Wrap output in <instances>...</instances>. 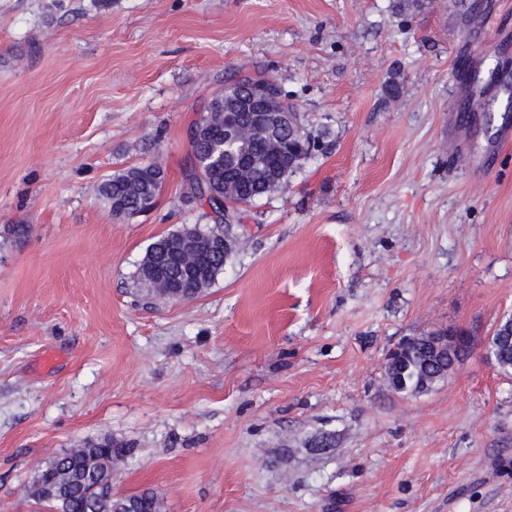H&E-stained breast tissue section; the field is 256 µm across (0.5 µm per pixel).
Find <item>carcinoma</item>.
<instances>
[{
  "label": "carcinoma",
  "instance_id": "obj_1",
  "mask_svg": "<svg viewBox=\"0 0 512 512\" xmlns=\"http://www.w3.org/2000/svg\"><path fill=\"white\" fill-rule=\"evenodd\" d=\"M288 127L281 131L282 142L270 140L257 132L243 139L224 137V121L221 113H201L196 121L198 135L190 143L189 164L185 170L186 198L190 203L213 205V200L204 197L209 191L224 197L236 206H248L288 185V180L311 158L315 150V139L306 134L312 143L308 149L298 147L296 138L300 129H306L302 118L294 107L285 103ZM288 153V166L278 180L267 182L262 176V163L278 147ZM165 183V171L155 162L128 168L112 175L102 183L99 193L114 212L122 211L134 216L157 203ZM230 224L224 218L214 219V226L206 230L194 226L192 237L199 244V255L206 267L201 280L188 279L178 265L169 266L165 274H152L139 262L134 281L139 288L150 289L173 281L180 285L181 296L192 299L210 287L224 272V239L230 237ZM395 392L419 394L423 392L425 376L435 372V365L421 347L409 346L397 359ZM130 453L110 439L92 441L76 452L66 451L45 465L57 476L61 494L52 500L43 498L40 492L41 475L35 474L32 496L47 504L51 512H163L161 495L153 488L113 499L99 489L94 493L88 489L104 484L118 465Z\"/></svg>",
  "mask_w": 512,
  "mask_h": 512
}]
</instances>
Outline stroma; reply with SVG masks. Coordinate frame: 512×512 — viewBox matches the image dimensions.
I'll use <instances>...</instances> for the list:
<instances>
[{
    "label": "stroma",
    "mask_w": 512,
    "mask_h": 512,
    "mask_svg": "<svg viewBox=\"0 0 512 512\" xmlns=\"http://www.w3.org/2000/svg\"><path fill=\"white\" fill-rule=\"evenodd\" d=\"M0 0V512L35 464L131 447L114 493L163 512H512V0ZM274 79L318 149L243 208L191 300L142 296L188 203L189 131L226 78ZM398 84L391 93L390 84ZM158 161L157 205L97 188ZM464 331L427 392L402 340ZM322 434L331 448L308 450ZM418 338H408L392 349L387 358V371L394 365V359L401 350L408 345L406 352L397 359L398 366L395 373V392L404 394H419L423 392L424 380L427 374L435 372L434 363L431 362L427 353L422 347L414 344Z\"/></svg>",
    "instance_id": "35a3bbf8"
}]
</instances>
